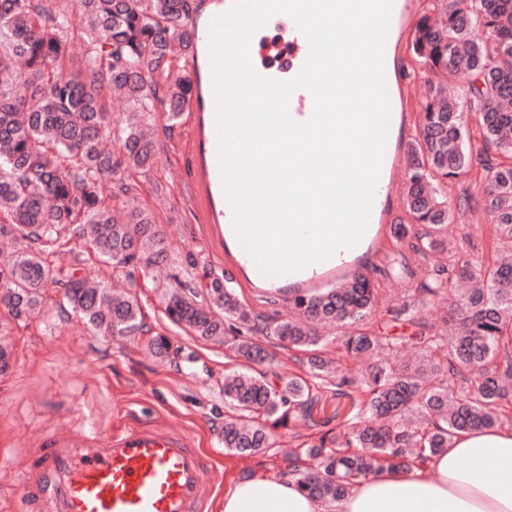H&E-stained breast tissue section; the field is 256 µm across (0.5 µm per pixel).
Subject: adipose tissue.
<instances>
[{
	"label": "adipose tissue",
	"instance_id": "obj_1",
	"mask_svg": "<svg viewBox=\"0 0 512 512\" xmlns=\"http://www.w3.org/2000/svg\"><path fill=\"white\" fill-rule=\"evenodd\" d=\"M223 512H512V429L461 432L426 468L382 469L332 505L281 475L242 476L225 491Z\"/></svg>",
	"mask_w": 512,
	"mask_h": 512
}]
</instances>
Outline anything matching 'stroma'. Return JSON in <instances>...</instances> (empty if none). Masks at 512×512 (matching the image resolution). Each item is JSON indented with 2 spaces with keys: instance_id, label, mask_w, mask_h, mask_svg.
<instances>
[{
  "instance_id": "1",
  "label": "stroma",
  "mask_w": 512,
  "mask_h": 512,
  "mask_svg": "<svg viewBox=\"0 0 512 512\" xmlns=\"http://www.w3.org/2000/svg\"><path fill=\"white\" fill-rule=\"evenodd\" d=\"M411 40V33H404L396 47L409 85L403 131L407 140L418 133L415 117L428 79L410 50ZM145 121L153 125L156 142L151 168L119 171L99 186L106 203L116 205L124 199L122 185L134 184L137 204L153 215L163 236L164 261L152 265L145 283L135 290L145 313V332L105 339L91 333L71 311L54 304L26 322L0 313V338L8 342L11 351V367L0 374V512H26L20 497L23 478L39 457L45 439L68 427L85 426L105 433L134 424L185 434L211 461L209 512H221L224 490L231 480L286 470V455L299 444L297 435L281 428L274 447L264 454L246 458L224 447V373L241 367L243 361L228 346L186 334L172 325L161 303L163 291L175 279L192 273L194 263L223 274L224 256L205 245L186 196L192 166L180 150L184 125L167 121L160 106ZM487 188L486 175L477 165L450 182L449 198L466 193L471 208L461 220L445 225L441 233L448 244H462L465 257L477 265L490 264L494 257ZM413 243L410 237L383 240L375 245L372 261L364 269L380 292L370 329L382 336L405 337L406 342L380 348L373 359L363 354L342 356L343 369L354 379L366 375L376 361L394 365L405 355L414 359L425 356L424 347L412 338L411 324L394 320L391 307L422 303L419 318L426 335L444 334L448 302L422 290L431 263L414 256ZM389 253L409 256L410 275L387 273L385 256ZM158 331L170 341L168 354H157L149 343Z\"/></svg>"
}]
</instances>
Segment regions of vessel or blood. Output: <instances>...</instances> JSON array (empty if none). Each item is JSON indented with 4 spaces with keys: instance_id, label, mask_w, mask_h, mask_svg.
<instances>
[{
    "instance_id": "1",
    "label": "vessel or blood",
    "mask_w": 512,
    "mask_h": 512,
    "mask_svg": "<svg viewBox=\"0 0 512 512\" xmlns=\"http://www.w3.org/2000/svg\"><path fill=\"white\" fill-rule=\"evenodd\" d=\"M233 0H215L202 21L192 22L193 51L198 55L201 84L193 90L188 110L190 132L184 151L193 163L187 185V197L207 245L224 254V272L232 274L241 265L251 263L243 250L225 249L224 228L232 221L231 209L224 197L217 164L215 106L212 92L209 52V25L212 17L226 12ZM309 53L306 38L297 28L288 30V57L284 71L260 68L262 76L280 78L282 72L297 75ZM394 47L384 49L389 115L404 111V93L397 90L393 61ZM314 107L311 93L296 90L289 100V113L298 122L310 118ZM410 160L398 142L384 152L375 190L371 223H388L387 202L396 195L394 171L408 168ZM319 274L302 280L306 289L330 283L345 286L352 273L335 260L320 263ZM210 462L185 435L158 432L141 426L98 435L87 430H63L51 437L27 476L23 495L28 512H205L210 494L207 475Z\"/></svg>"
}]
</instances>
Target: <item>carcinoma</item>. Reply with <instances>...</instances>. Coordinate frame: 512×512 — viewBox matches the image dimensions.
<instances>
[{
  "label": "carcinoma",
  "instance_id": "carcinoma-1",
  "mask_svg": "<svg viewBox=\"0 0 512 512\" xmlns=\"http://www.w3.org/2000/svg\"><path fill=\"white\" fill-rule=\"evenodd\" d=\"M443 23L428 14L415 25L413 52L434 75L419 138L406 143L412 165L403 203L411 224L422 227L413 251L423 257L446 253L424 290L436 295L453 279L479 278L484 286L448 295L453 331L444 342L425 333L420 343L442 359L418 365L374 366L362 381L365 400L349 427L321 433L288 458V477L326 502L340 500L355 481L381 466L408 470L448 447L458 433L502 424V406L512 401V0H434ZM82 35L89 51L83 66L67 73L68 10L48 0H0V236L19 248L0 257V310L16 320L39 317L48 290L61 285L59 306L68 307L95 334L132 337L143 333L145 314L135 296L114 298L110 288H88L76 266L95 261L112 273L134 278L164 258L151 217L131 213L120 224L99 194L100 182L122 167L145 169L155 146L143 137L141 120L158 101L176 121L193 93L192 80L178 70L160 71L169 59L190 56L182 30L190 0H83ZM488 36L476 34L478 29ZM461 82L459 99L443 95L442 81ZM132 105L126 125L112 131L107 100L112 90ZM479 116L475 138L465 116ZM490 180L487 209L496 260L486 271L446 249L442 227L456 219L448 183L473 166L474 153ZM71 256L65 263V256ZM205 292L177 281L163 295L164 315L205 340L226 343L244 359L263 364L269 354L251 340L262 335L283 349L310 354L301 378L269 382L260 371L224 377V448L259 455L273 447L272 429L307 414L312 394L330 385L347 394L355 380L331 378L316 354L319 327L336 326L350 355L373 354L381 338L366 329L377 288L359 275L343 288L306 292L288 289L299 318L272 327L258 322L224 280L211 274ZM417 305L391 309L394 318L419 325ZM455 386H448V378Z\"/></svg>",
  "mask_w": 512,
  "mask_h": 512
}]
</instances>
